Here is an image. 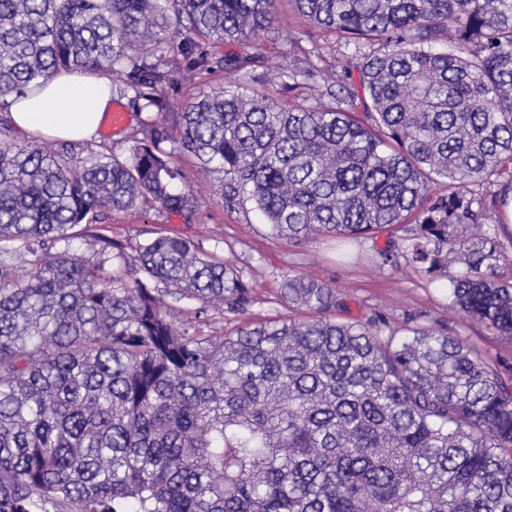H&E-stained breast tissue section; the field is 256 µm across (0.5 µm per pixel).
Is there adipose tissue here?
Here are the masks:
<instances>
[{"mask_svg": "<svg viewBox=\"0 0 512 512\" xmlns=\"http://www.w3.org/2000/svg\"><path fill=\"white\" fill-rule=\"evenodd\" d=\"M112 107V81L104 74L61 72L10 106L14 127L34 137L90 139Z\"/></svg>", "mask_w": 512, "mask_h": 512, "instance_id": "adipose-tissue-1", "label": "adipose tissue"}]
</instances>
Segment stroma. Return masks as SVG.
I'll return each instance as SVG.
<instances>
[{"label":"stroma","instance_id":"obj_1","mask_svg":"<svg viewBox=\"0 0 512 512\" xmlns=\"http://www.w3.org/2000/svg\"><path fill=\"white\" fill-rule=\"evenodd\" d=\"M306 29L288 0H278L274 32L252 41L249 48L259 58L256 90L277 92L278 75L291 62L284 37L292 35L301 47H308ZM230 50V45L224 43L206 46V53L216 64L214 71L202 81L185 79L168 86L164 91L168 111H181L200 93L232 85L233 76L217 65ZM112 103L122 107L125 123L114 133H99L95 142L124 155L131 145L129 137L139 128L144 114L129 97L113 95ZM175 165L183 173L177 188L189 192L197 202L193 213L160 214L141 208L112 211L102 216L97 231L104 237L134 243L145 242L159 232H171L191 240L214 258L234 263L251 289L252 302L242 314L225 315V328L287 313L296 320L308 319V312H289L278 299L283 276L297 273L332 286L343 304L339 312L342 318L354 321L380 315L397 328L415 317L436 329L460 333L482 353L512 364V342L489 334L453 308L449 279L433 281L410 266L397 270L382 265L375 254L377 243L371 239L351 246L345 257L339 255L335 241L329 238L312 237L301 245H292L270 235L253 204L232 210L225 207L220 197L221 173H200L194 159L184 155L176 156Z\"/></svg>","mask_w":512,"mask_h":512}]
</instances>
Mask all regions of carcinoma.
<instances>
[{"label":"carcinoma","mask_w":512,"mask_h":512,"mask_svg":"<svg viewBox=\"0 0 512 512\" xmlns=\"http://www.w3.org/2000/svg\"><path fill=\"white\" fill-rule=\"evenodd\" d=\"M276 2L0 0V512H512V381L461 334L338 320L294 274L280 299L312 318L216 336L180 303L245 312L233 265L167 232L70 252L107 211H193L172 142L295 246L385 234L384 265L459 266L454 303L512 340V0H289L343 48L336 77L305 57L285 106L231 52L241 80L164 111L175 73L211 72L201 42L259 38ZM62 70L118 72L156 110L128 155L17 140L8 98Z\"/></svg>","instance_id":"1"}]
</instances>
